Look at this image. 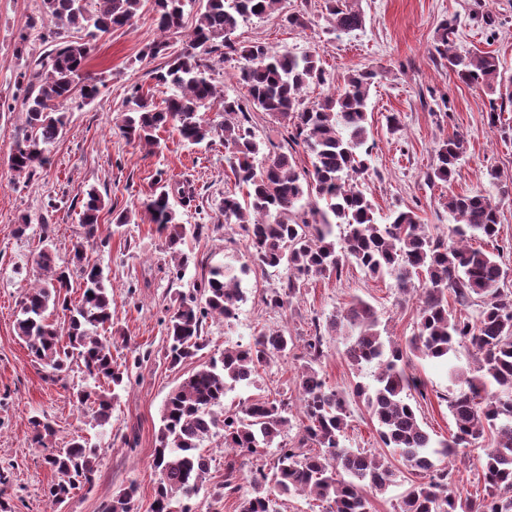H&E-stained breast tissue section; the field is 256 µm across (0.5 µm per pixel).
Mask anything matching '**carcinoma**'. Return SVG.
Masks as SVG:
<instances>
[{"label": "carcinoma", "instance_id": "1", "mask_svg": "<svg viewBox=\"0 0 512 512\" xmlns=\"http://www.w3.org/2000/svg\"><path fill=\"white\" fill-rule=\"evenodd\" d=\"M140 2L43 0L53 20L45 36L51 50L31 60L21 75L27 80L26 134L10 157L17 174L31 176L49 162V148L68 122L58 105L76 95L92 100L99 92L98 81L85 70L87 42L70 39V32L95 39L130 26ZM189 3L197 5L190 40L155 72L156 81L173 88V94L159 109L134 91V108L125 116L122 132L150 148L158 146L157 131L167 126L194 144L221 133L225 162L247 188L241 199L230 192L222 198L224 223L237 225L247 237L252 264L288 270L286 282L262 298L267 307L284 310L296 299L301 282L339 278L354 264L373 278L394 279L398 303L414 300L418 321L412 335L398 341L382 334L378 312L362 299L336 311L327 329L345 341L348 362L359 373L374 368V383L357 381L348 391L328 385L315 368L324 349L321 324L313 323L304 343L306 364L297 379L296 415L285 392L224 411L228 391L250 386L259 368L288 357L294 341L287 330L262 332L249 344L226 347L219 358L201 364L170 392L164 405L152 459L160 473L153 512H193L187 502L199 495L210 466L201 445L219 430L224 447L247 461L273 456L270 468L262 465L246 476L253 492L239 496V512H279L280 497L296 495L327 503L326 512H372V498L396 483L397 462L415 476L400 497L399 512H512V287L507 285L508 268L500 261L503 252L512 251V242L494 252L470 245L475 239L499 237L496 201L478 192L448 194L443 206L456 224L446 241L433 236L410 209L394 210L386 222H379L361 189L370 171L367 102L375 73H354L336 92L307 104L306 89L329 82L316 54L273 52L259 43L238 48L232 40L239 23L270 15L282 0H154L163 35L184 29ZM326 11L336 32L363 25L364 16L352 0H326ZM456 37L455 24L439 26L434 51L448 71L466 85L493 92L504 87L498 58L480 51L457 53ZM221 45L242 61L238 79L247 89L244 101L219 93L214 83L212 54ZM217 99L222 120L215 124L200 112ZM253 109L283 119L289 150L271 141L272 151L258 159L263 141L251 124ZM466 144L460 132L440 140L428 180L450 182ZM297 147L309 155L311 168H297L292 154ZM174 196L188 206L194 191L163 183L144 202L151 222L166 234L173 250L185 230L175 221ZM105 210L115 226L129 223L127 212L108 210L96 190L87 192L80 217L85 235L72 247V262L83 280L82 296L75 303L68 294L69 273L55 265L48 227H43L46 245L35 259L40 277L21 301L16 331L51 379H62L79 361L88 376L103 378L116 389L123 386L127 369L112 355L116 338L98 333L112 323V289L103 268L86 261L87 246L106 245L98 235ZM450 292L460 306H478L476 313L464 318L453 314ZM243 299L239 277L226 265L209 267L189 291L177 292L166 323L165 359L170 367L197 357L206 347L204 322L215 316L230 322ZM58 310L67 318L62 326L51 319ZM463 347L474 363L467 373L454 364ZM414 358L448 364L442 400L456 427L449 439L435 438L420 418V404L412 403L416 397L427 399L424 382L408 371ZM73 398L79 408L92 407L94 419L103 425L110 422L117 393L79 389ZM354 402L365 407L385 452L374 455L347 446ZM30 425L33 444L48 450L45 462L57 476L45 490L52 505L91 485L98 449L81 436L55 448L49 444L55 435L51 424L33 418ZM292 427L297 435L289 441ZM488 433L494 444L479 457L484 493L475 496L456 486L448 460L465 454ZM137 493V485L130 483L105 501L100 512H136Z\"/></svg>", "mask_w": 512, "mask_h": 512}]
</instances>
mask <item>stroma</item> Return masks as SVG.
<instances>
[{"label":"stroma","mask_w":512,"mask_h":512,"mask_svg":"<svg viewBox=\"0 0 512 512\" xmlns=\"http://www.w3.org/2000/svg\"><path fill=\"white\" fill-rule=\"evenodd\" d=\"M283 12L240 23L233 35L240 43L260 42L279 51L316 53L333 78L332 84L310 86L307 101L322 99L341 86L353 71L376 74L368 101V135L373 145L370 175L362 188L386 218L397 207L415 211L431 233L446 237L454 219L441 203L447 192L481 191L499 207L500 237L512 240V105L498 123H490L491 106L499 95L459 82L434 58L436 32L443 20H456L457 46L497 55L506 74L512 75V0H357L364 15L361 29L348 34L332 31L326 21L324 0H283ZM153 0H142L132 26L90 41L86 69L99 77L98 95L82 106H68L69 123L54 144L50 161L36 175L25 178L13 171L10 155L25 134L22 92L17 81L29 61L49 49L43 35L51 27L42 0H0V512H99L102 501L136 483L137 512H152L160 473L152 465L163 403L168 393L199 369L193 359L170 367L165 358V321L178 291L203 273L204 267L246 262L249 242L237 226H228L218 210L225 192L235 191L234 178L224 161V142L215 137L199 145L181 139L167 127L158 131L160 147L150 152L127 140L120 129L130 112L133 90L164 106L170 87L153 77L167 56L152 57L148 49L168 40L170 50L182 49L186 36L162 37L155 22ZM298 13L303 24L288 26L284 13ZM497 18L494 28L477 23L478 13ZM397 116L399 127L389 130L387 119ZM461 131L467 137L464 160L450 183L429 182L439 140ZM502 181L491 180L489 170ZM189 182L196 190L191 206L175 204L176 220L187 232L180 246L191 262L183 280H172L174 267L166 237L152 224L143 203L156 180ZM106 194L115 211L131 214L129 224L115 227L103 215L100 238L106 246L90 250L112 287V353L126 364L130 384L112 412L108 425L97 426L91 409H77L72 393L93 388L81 363H73L65 380L54 382L34 363L16 332L20 302L37 274L34 259L42 247L43 228L50 239L57 265H67L72 242L84 235L80 211L89 189ZM25 235H15L20 221ZM206 225L204 235L194 225ZM285 269L251 266L240 278L244 299L238 317L207 319L205 357L220 356L225 346L248 344L260 330L287 329L296 343L287 359L259 369L254 383L229 391L225 408L280 391L297 398V376L302 363V337L314 322L360 298L375 307L388 334L411 336L417 321L415 303L398 304L392 278L372 279L355 265L341 279H312L300 288L291 308L266 307L261 298L280 287ZM321 372L328 385L347 388L355 381H370L369 371L355 372L336 335H327ZM414 372L426 384L427 400L421 418L438 437H451L454 421L442 399L448 387L444 368L414 360ZM48 419L56 429L55 445L84 436L99 450L91 486L74 491L53 510L44 490L54 478L44 461L45 452L32 442L29 421ZM210 469L198 500L215 504L217 512H237L235 498L215 499L224 482L230 455L219 438L205 443Z\"/></svg>","instance_id":"35a3bbf8"}]
</instances>
